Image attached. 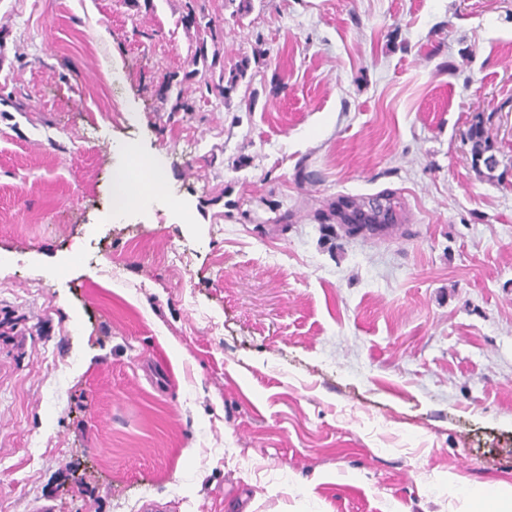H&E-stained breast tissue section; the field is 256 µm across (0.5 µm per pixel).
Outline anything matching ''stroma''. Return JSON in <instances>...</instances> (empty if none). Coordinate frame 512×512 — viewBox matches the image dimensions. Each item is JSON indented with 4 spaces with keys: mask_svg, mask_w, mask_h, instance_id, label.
<instances>
[{
    "mask_svg": "<svg viewBox=\"0 0 512 512\" xmlns=\"http://www.w3.org/2000/svg\"><path fill=\"white\" fill-rule=\"evenodd\" d=\"M192 2L0 0V512L512 486V0H206L224 98L164 87ZM127 145L167 202L112 221ZM385 190L397 222L345 234ZM471 131V156L475 167L481 164L490 173L499 165L494 146L485 136L482 122L478 121L470 126ZM141 164L148 170V174L143 179L144 193L157 195L161 191L163 184V173L156 166L153 158L149 156H141L138 154Z\"/></svg>",
    "mask_w": 512,
    "mask_h": 512,
    "instance_id": "stroma-1",
    "label": "stroma"
}]
</instances>
